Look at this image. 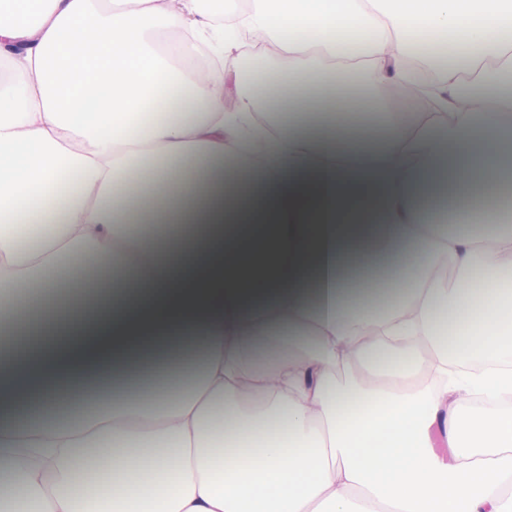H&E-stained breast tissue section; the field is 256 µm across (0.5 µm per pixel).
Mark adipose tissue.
Masks as SVG:
<instances>
[{"label":"adipose tissue","mask_w":512,"mask_h":512,"mask_svg":"<svg viewBox=\"0 0 512 512\" xmlns=\"http://www.w3.org/2000/svg\"><path fill=\"white\" fill-rule=\"evenodd\" d=\"M0 65V512H512V0H0Z\"/></svg>","instance_id":"obj_1"}]
</instances>
